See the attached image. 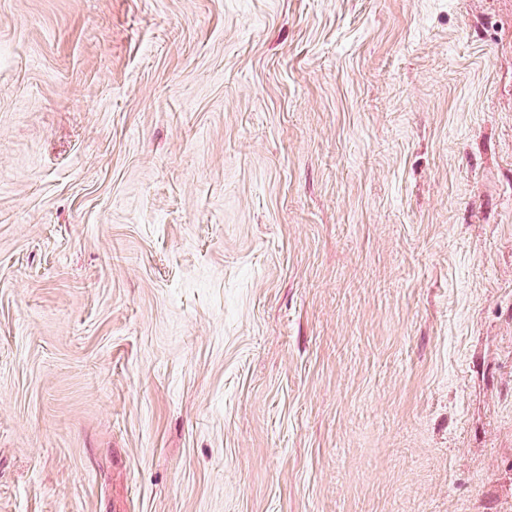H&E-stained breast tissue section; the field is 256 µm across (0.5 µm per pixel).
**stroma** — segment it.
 Instances as JSON below:
<instances>
[{"mask_svg": "<svg viewBox=\"0 0 512 512\" xmlns=\"http://www.w3.org/2000/svg\"><path fill=\"white\" fill-rule=\"evenodd\" d=\"M0 512H512V0H0Z\"/></svg>", "mask_w": 512, "mask_h": 512, "instance_id": "stroma-1", "label": "stroma"}]
</instances>
